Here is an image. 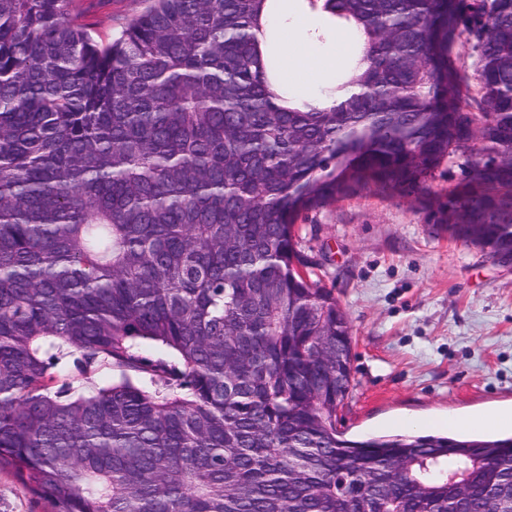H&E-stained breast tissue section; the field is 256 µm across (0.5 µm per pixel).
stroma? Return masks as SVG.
<instances>
[{
  "label": "stroma",
  "mask_w": 512,
  "mask_h": 512,
  "mask_svg": "<svg viewBox=\"0 0 512 512\" xmlns=\"http://www.w3.org/2000/svg\"><path fill=\"white\" fill-rule=\"evenodd\" d=\"M84 3L102 41L144 7V0ZM480 157L476 149L470 159ZM467 160L444 163L421 199L361 190L299 223L311 279L332 290L351 325L347 436L383 435L407 417L443 432L449 415L512 409V263L450 238L430 208Z\"/></svg>",
  "instance_id": "stroma-1"
}]
</instances>
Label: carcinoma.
I'll list each match as a JSON object with an SVG mask.
<instances>
[{"mask_svg": "<svg viewBox=\"0 0 512 512\" xmlns=\"http://www.w3.org/2000/svg\"><path fill=\"white\" fill-rule=\"evenodd\" d=\"M145 2L102 43L0 0V471L53 512H512V435L338 428L351 326L297 270L304 213L474 141L435 223L512 255V0H306L357 53L318 100L280 0ZM283 34V43L285 46V74H298L299 65L307 64L316 69L315 84L320 81L321 74L325 67L329 65L328 62L323 61L320 65L317 60L316 47L311 43L300 42L301 28L299 25L294 24L285 28ZM293 62L294 66L290 69V63ZM299 66V67H298Z\"/></svg>", "mask_w": 512, "mask_h": 512, "instance_id": "cac0c4a2", "label": "carcinoma"}]
</instances>
